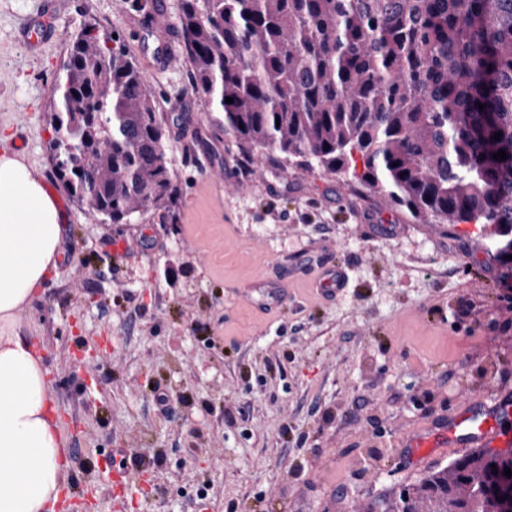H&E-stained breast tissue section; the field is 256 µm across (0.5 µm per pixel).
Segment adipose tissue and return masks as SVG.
<instances>
[{
  "instance_id": "ef3b65f1",
  "label": "adipose tissue",
  "mask_w": 512,
  "mask_h": 512,
  "mask_svg": "<svg viewBox=\"0 0 512 512\" xmlns=\"http://www.w3.org/2000/svg\"><path fill=\"white\" fill-rule=\"evenodd\" d=\"M62 244V213L24 155L0 151V512H53L67 479L41 357L19 314Z\"/></svg>"
}]
</instances>
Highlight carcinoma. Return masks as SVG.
Masks as SVG:
<instances>
[{
  "mask_svg": "<svg viewBox=\"0 0 512 512\" xmlns=\"http://www.w3.org/2000/svg\"><path fill=\"white\" fill-rule=\"evenodd\" d=\"M179 26L192 93L246 154L350 173L512 255V0H181ZM49 112L54 171L89 215H173L167 117L112 33L81 26ZM506 467L477 448L369 512H512L491 492Z\"/></svg>",
  "mask_w": 512,
  "mask_h": 512,
  "instance_id": "cac0c4a2",
  "label": "carcinoma"
}]
</instances>
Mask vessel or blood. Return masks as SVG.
<instances>
[{
    "instance_id": "obj_1",
    "label": "vessel or blood",
    "mask_w": 512,
    "mask_h": 512,
    "mask_svg": "<svg viewBox=\"0 0 512 512\" xmlns=\"http://www.w3.org/2000/svg\"><path fill=\"white\" fill-rule=\"evenodd\" d=\"M137 28L141 42L150 47L151 69H168L177 59L172 23L155 9L147 19L138 21ZM510 413L512 398L507 396L481 411L467 405L437 438L417 437L412 439L411 445L415 448H508L512 446V430L499 427L496 419Z\"/></svg>"
}]
</instances>
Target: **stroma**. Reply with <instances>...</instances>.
<instances>
[{
	"label": "stroma",
	"instance_id": "1",
	"mask_svg": "<svg viewBox=\"0 0 512 512\" xmlns=\"http://www.w3.org/2000/svg\"><path fill=\"white\" fill-rule=\"evenodd\" d=\"M156 6L177 21L180 0H0V128L65 216L57 267L19 316L66 438L65 512H365L460 454L412 438L512 392V261L215 135L187 57L152 72L134 46L132 19ZM49 12L53 34L31 45ZM89 21L172 120L174 223H97L55 176L46 110ZM328 261L345 275L331 296ZM104 342L111 357L77 363Z\"/></svg>",
	"mask_w": 512,
	"mask_h": 512
}]
</instances>
